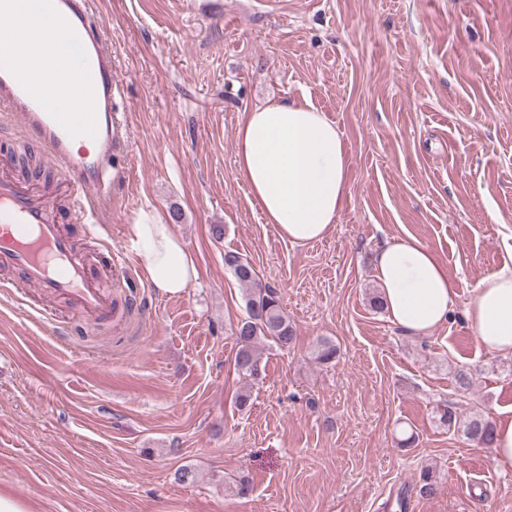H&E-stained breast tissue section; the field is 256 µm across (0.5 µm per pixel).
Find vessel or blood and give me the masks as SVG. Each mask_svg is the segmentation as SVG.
<instances>
[{
  "label": "vessel or blood",
  "instance_id": "1",
  "mask_svg": "<svg viewBox=\"0 0 512 512\" xmlns=\"http://www.w3.org/2000/svg\"><path fill=\"white\" fill-rule=\"evenodd\" d=\"M53 18L69 49L62 67L46 73L47 44L27 54L0 52V108L18 116L28 135L51 157L71 188L69 201L90 237L103 226L97 204L112 190V155L122 124L114 112L112 55L105 48L92 0H0V36L24 44L36 15ZM81 89L86 108L67 105L71 89ZM123 269L78 250L58 208L27 191L0 169V270L17 273L22 288H35L46 302L65 301L86 316L117 315L107 287Z\"/></svg>",
  "mask_w": 512,
  "mask_h": 512
}]
</instances>
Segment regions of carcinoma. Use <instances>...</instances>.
I'll return each instance as SVG.
<instances>
[{
    "label": "carcinoma",
    "mask_w": 512,
    "mask_h": 512,
    "mask_svg": "<svg viewBox=\"0 0 512 512\" xmlns=\"http://www.w3.org/2000/svg\"><path fill=\"white\" fill-rule=\"evenodd\" d=\"M224 264L243 287L246 307V317L232 331L236 346L234 367L244 381L235 404L242 409L250 404L252 385L262 379L265 371L262 361L264 342L271 340L281 348H288L295 340V331L281 309L275 289L262 283L246 258L235 252H227L224 254ZM336 354L335 344L326 339L319 341L316 349L319 363L333 362ZM438 422L450 431L463 434L474 446H492L494 422L478 412L462 418L453 407L445 405ZM416 490L422 498H432L438 494L440 483L433 468L428 466L422 469Z\"/></svg>",
    "instance_id": "obj_1"
}]
</instances>
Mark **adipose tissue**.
<instances>
[{
	"label": "adipose tissue",
	"instance_id": "ef3b65f1",
	"mask_svg": "<svg viewBox=\"0 0 512 512\" xmlns=\"http://www.w3.org/2000/svg\"><path fill=\"white\" fill-rule=\"evenodd\" d=\"M349 156L333 121L310 103L271 101L245 111L236 130L235 166L265 223L288 242L324 239L347 192ZM128 238L147 279L165 294L183 292L197 277L195 260L174 224L155 207L140 208ZM384 309L412 336L447 322L457 284L415 238L383 244L375 262ZM465 319L486 350L512 353V268L485 275Z\"/></svg>",
	"mask_w": 512,
	"mask_h": 512
}]
</instances>
